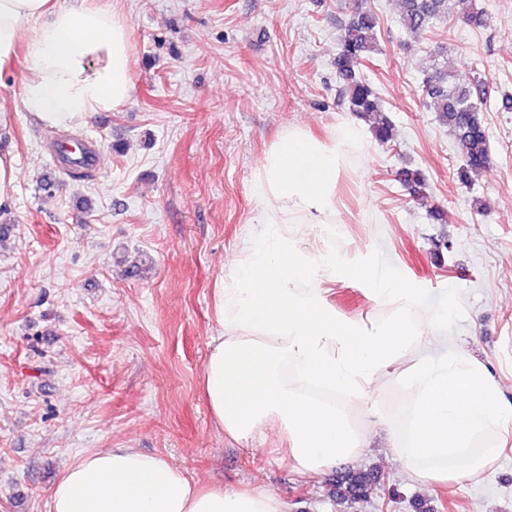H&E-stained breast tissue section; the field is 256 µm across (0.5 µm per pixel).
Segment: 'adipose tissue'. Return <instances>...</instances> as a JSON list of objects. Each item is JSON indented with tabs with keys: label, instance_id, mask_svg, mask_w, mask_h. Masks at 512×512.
Segmentation results:
<instances>
[{
	"label": "adipose tissue",
	"instance_id": "ef3b65f1",
	"mask_svg": "<svg viewBox=\"0 0 512 512\" xmlns=\"http://www.w3.org/2000/svg\"><path fill=\"white\" fill-rule=\"evenodd\" d=\"M30 62L23 106L44 127L78 129L126 104L134 89L129 29L111 0H0V66L18 50ZM351 126L318 138L300 128L281 138L254 175L261 235L246 238L215 290L218 331L201 392L216 426L237 442L281 433L296 473L310 476L358 458L368 434L349 409L377 414L373 389L411 345L428 348L446 311H424L419 289L375 266L353 268L300 223L334 224L336 183ZM359 271L387 317L339 315L322 284ZM50 512H285L260 490L202 485L165 458L134 448L93 450L49 491Z\"/></svg>",
	"mask_w": 512,
	"mask_h": 512
}]
</instances>
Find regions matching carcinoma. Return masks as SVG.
<instances>
[{"label": "carcinoma", "mask_w": 512, "mask_h": 512, "mask_svg": "<svg viewBox=\"0 0 512 512\" xmlns=\"http://www.w3.org/2000/svg\"><path fill=\"white\" fill-rule=\"evenodd\" d=\"M400 6L405 31L413 38L448 22L455 12L474 28L485 26L484 13L475 7L474 0H400ZM379 46L376 14L360 10L344 27L333 67L348 110L370 123L377 141L388 143L392 140L391 123L383 115L378 93L360 76L364 62L379 51ZM491 92L486 80L477 79L466 86L456 83L447 65L422 80L421 95L426 106L454 135L461 161L457 178L464 186H471L490 163L483 105ZM375 481L372 473L348 472L336 479L332 494L339 503L360 501L369 496Z\"/></svg>", "instance_id": "obj_1"}]
</instances>
